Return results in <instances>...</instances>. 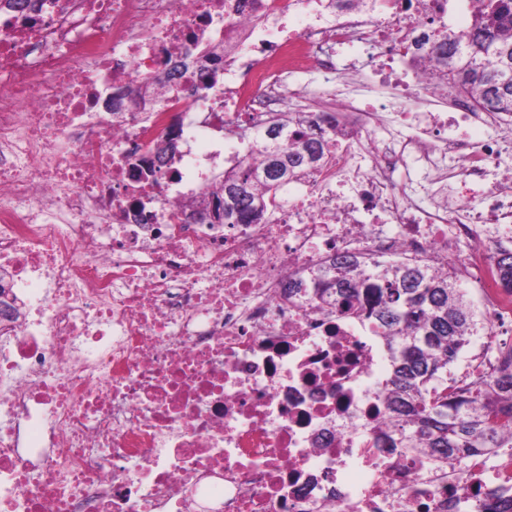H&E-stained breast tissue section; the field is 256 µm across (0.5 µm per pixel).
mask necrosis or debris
<instances>
[{
  "mask_svg": "<svg viewBox=\"0 0 512 512\" xmlns=\"http://www.w3.org/2000/svg\"><path fill=\"white\" fill-rule=\"evenodd\" d=\"M475 4L0 6V512H456L512 476V448L389 447L378 330L288 293L340 253L463 264L487 342L512 325L491 266L512 119L431 51ZM315 68L333 86L311 106L294 78ZM294 106L335 118L324 164L265 223H195L212 163ZM412 164L426 184L396 179Z\"/></svg>",
  "mask_w": 512,
  "mask_h": 512,
  "instance_id": "1",
  "label": "necrosis or debris"
}]
</instances>
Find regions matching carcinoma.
I'll use <instances>...</instances> for the list:
<instances>
[{"instance_id": "carcinoma-1", "label": "carcinoma", "mask_w": 512, "mask_h": 512, "mask_svg": "<svg viewBox=\"0 0 512 512\" xmlns=\"http://www.w3.org/2000/svg\"><path fill=\"white\" fill-rule=\"evenodd\" d=\"M467 29L435 36L448 47L443 59L448 84L461 88L496 112L512 113V0H478ZM305 118L272 113L258 166L224 171L217 188L200 201L210 224H255L268 219V196L322 165L329 141L304 128ZM495 273L512 294V251L493 253ZM288 292L314 297L382 329L389 341L390 387L386 406L397 427L394 448L424 451L456 460L494 448H512V344L495 350L496 371L463 383L451 376L472 336L485 328L452 273L437 274L415 259L386 260L364 252L334 256ZM512 496V484L489 493L483 512Z\"/></svg>"}]
</instances>
